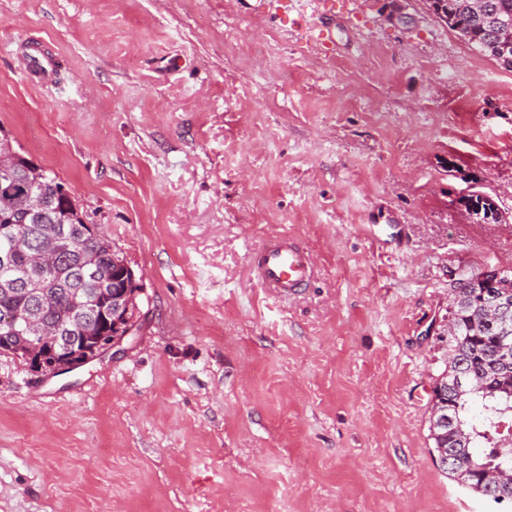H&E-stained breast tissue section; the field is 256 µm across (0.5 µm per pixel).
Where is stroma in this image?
Here are the masks:
<instances>
[{
  "instance_id": "35a3bbf8",
  "label": "stroma",
  "mask_w": 512,
  "mask_h": 512,
  "mask_svg": "<svg viewBox=\"0 0 512 512\" xmlns=\"http://www.w3.org/2000/svg\"><path fill=\"white\" fill-rule=\"evenodd\" d=\"M0 126L144 287L103 360L0 354V512H512L429 432L452 288L512 268V71L425 0H0ZM466 211L480 221L497 222L499 214L492 199L479 193L472 192L460 199ZM258 277L265 288L288 292L300 287L314 273L308 252L283 239L270 240L256 257Z\"/></svg>"
}]
</instances>
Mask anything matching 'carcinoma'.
I'll return each mask as SVG.
<instances>
[{
    "instance_id": "carcinoma-1",
    "label": "carcinoma",
    "mask_w": 512,
    "mask_h": 512,
    "mask_svg": "<svg viewBox=\"0 0 512 512\" xmlns=\"http://www.w3.org/2000/svg\"><path fill=\"white\" fill-rule=\"evenodd\" d=\"M438 19L502 67L512 69V44L506 46L492 33L502 20L512 22V0H436ZM466 211L480 221L499 219L492 199L473 192L460 199ZM0 353L23 354L36 347L32 334L4 325L7 318L35 315L55 325L70 338L57 346L60 358L91 348L107 331L101 309L112 311V289L100 287L112 279V240L85 216L52 170L26 155L14 161L12 171L0 175ZM49 250L53 263L44 274L34 271L31 256ZM33 276L42 284L40 299L31 296L24 280ZM483 289L472 285L466 301L452 312L456 334L448 336V362L471 377H487L496 392L473 391L462 397L454 413L466 420L471 400L481 402L485 418L470 426L465 443L474 458L493 467L512 468V368L496 366L499 330L481 319ZM473 492L496 503L512 502V494L499 497L476 475L467 477Z\"/></svg>"
}]
</instances>
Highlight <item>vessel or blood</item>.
Wrapping results in <instances>:
<instances>
[{"label": "vessel or blood", "mask_w": 512, "mask_h": 512, "mask_svg": "<svg viewBox=\"0 0 512 512\" xmlns=\"http://www.w3.org/2000/svg\"><path fill=\"white\" fill-rule=\"evenodd\" d=\"M256 268L264 287L286 292L308 281L315 265L308 252L277 238L270 240L258 253Z\"/></svg>", "instance_id": "b4317fda"}]
</instances>
